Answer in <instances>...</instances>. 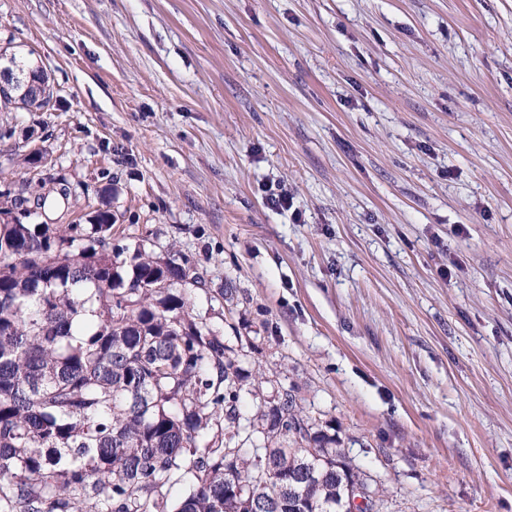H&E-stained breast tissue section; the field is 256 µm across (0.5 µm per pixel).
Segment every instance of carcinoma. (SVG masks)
<instances>
[{"mask_svg":"<svg viewBox=\"0 0 512 512\" xmlns=\"http://www.w3.org/2000/svg\"><path fill=\"white\" fill-rule=\"evenodd\" d=\"M16 100L47 106L20 80L0 88ZM24 204L45 201L24 185ZM111 229L108 211L84 232L0 224V512H345L380 494L293 389L256 425L240 355L193 315L204 279L112 250Z\"/></svg>","mask_w":512,"mask_h":512,"instance_id":"1","label":"carcinoma"}]
</instances>
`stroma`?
<instances>
[{
  "mask_svg": "<svg viewBox=\"0 0 512 512\" xmlns=\"http://www.w3.org/2000/svg\"><path fill=\"white\" fill-rule=\"evenodd\" d=\"M5 46L32 223L187 257L248 413L294 387L381 512H512V0H0ZM5 84L7 87L0 85V106L6 109L8 105L12 104V102L16 103V100H18L22 107L30 112H47L44 111L47 106V101H43L39 97L31 95L28 90H26L23 81L16 80Z\"/></svg>",
  "mask_w": 512,
  "mask_h": 512,
  "instance_id": "obj_1",
  "label": "stroma"
}]
</instances>
